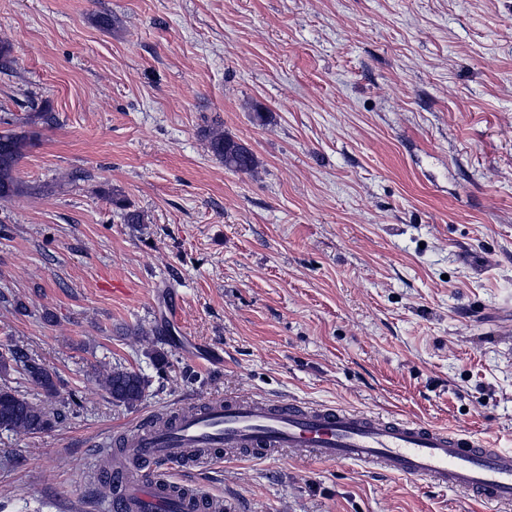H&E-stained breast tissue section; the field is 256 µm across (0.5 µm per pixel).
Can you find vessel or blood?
<instances>
[{"mask_svg":"<svg viewBox=\"0 0 512 512\" xmlns=\"http://www.w3.org/2000/svg\"><path fill=\"white\" fill-rule=\"evenodd\" d=\"M174 426L134 427L112 464V512H224V499L194 488L168 495L171 469L210 470L213 449L268 459L286 449L330 463L355 462L376 471L464 490L484 503L512 505V448L485 445L464 431L324 404L264 397H228L183 407Z\"/></svg>","mask_w":512,"mask_h":512,"instance_id":"obj_1","label":"vessel or blood"}]
</instances>
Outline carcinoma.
Instances as JSON below:
<instances>
[{
    "mask_svg": "<svg viewBox=\"0 0 512 512\" xmlns=\"http://www.w3.org/2000/svg\"><path fill=\"white\" fill-rule=\"evenodd\" d=\"M53 120L48 109L33 105L24 119L25 129L19 132L12 128L0 131V201H8L27 192V187L16 178L15 170L27 149L38 139V125L50 124ZM207 136L212 153L224 161L225 168L240 172L255 168L256 157L246 144L219 127L210 128ZM14 364L21 366L26 382L46 398L57 396L56 372L18 347L0 356L1 371H8ZM101 384L114 401L133 406L144 397L148 381L138 372L114 367L102 374ZM61 417V412H51L17 390L0 387V430L35 435L53 428Z\"/></svg>",
    "mask_w": 512,
    "mask_h": 512,
    "instance_id": "obj_1",
    "label": "carcinoma"
}]
</instances>
